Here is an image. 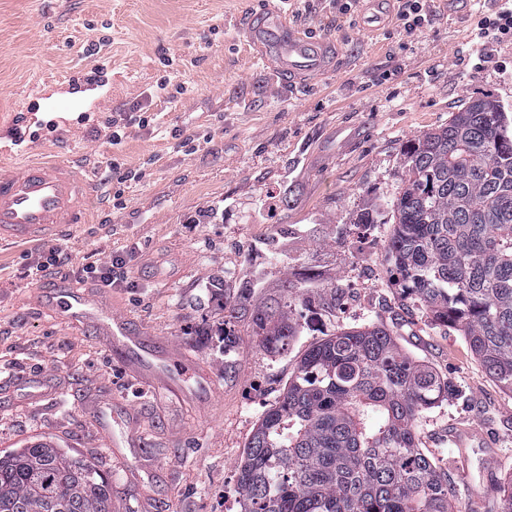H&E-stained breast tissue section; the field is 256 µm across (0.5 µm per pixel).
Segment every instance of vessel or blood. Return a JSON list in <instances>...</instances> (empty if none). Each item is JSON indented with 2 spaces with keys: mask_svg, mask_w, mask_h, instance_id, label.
<instances>
[{
  "mask_svg": "<svg viewBox=\"0 0 512 512\" xmlns=\"http://www.w3.org/2000/svg\"><path fill=\"white\" fill-rule=\"evenodd\" d=\"M250 41L262 57L290 82L313 80L333 64L330 44L292 29L279 6L266 5L249 17ZM95 181L67 159L33 161L19 170L0 172V244H31L53 239L63 228L88 221ZM37 305L57 320L93 324L123 368L146 386L175 390L179 384L177 359L171 341L135 332L129 318L113 311L109 302L90 291L68 284L39 290ZM459 448L456 463L468 468L467 448L475 433L467 427L450 431Z\"/></svg>",
  "mask_w": 512,
  "mask_h": 512,
  "instance_id": "obj_1",
  "label": "vessel or blood"
}]
</instances>
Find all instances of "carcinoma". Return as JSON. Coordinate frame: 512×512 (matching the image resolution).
Masks as SVG:
<instances>
[{
	"label": "carcinoma",
	"instance_id": "obj_1",
	"mask_svg": "<svg viewBox=\"0 0 512 512\" xmlns=\"http://www.w3.org/2000/svg\"><path fill=\"white\" fill-rule=\"evenodd\" d=\"M404 178L386 215L377 204L358 224H391L389 286L421 316L453 327L512 394V132L492 96L473 99L448 124L402 146ZM219 335L246 311L211 278ZM300 298L250 313L251 335L288 351ZM454 392L407 354L390 331L368 325L312 346L236 466L242 512H455L448 479L419 448L425 413ZM512 512V475L498 487ZM0 512H112V482L51 440L0 454Z\"/></svg>",
	"mask_w": 512,
	"mask_h": 512
}]
</instances>
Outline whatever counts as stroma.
<instances>
[{"label": "stroma", "mask_w": 512, "mask_h": 512, "mask_svg": "<svg viewBox=\"0 0 512 512\" xmlns=\"http://www.w3.org/2000/svg\"><path fill=\"white\" fill-rule=\"evenodd\" d=\"M264 0H0V166L15 152H55L86 161L96 180L90 221L58 237L68 263L27 277L41 245H0V452L51 437L112 481V512H241L235 467L264 412L306 351L340 331L375 324L410 355L452 381L456 393L419 427L422 451L448 478L452 502L471 512L478 473L463 474L442 435L460 423L498 450L495 482L512 475V396L464 336L401 309L382 261L392 227L360 225L401 183L403 143L446 125L452 112L490 95L512 116V41L482 71L475 28L502 0L449 13L434 0V24L410 37L396 13L374 31L365 4L338 16L336 0H288L303 33L332 38L333 68L293 86L254 54L239 24ZM161 133L132 125L112 144V115L145 95ZM194 141L192 152L177 137ZM137 171L113 178L109 162ZM126 257L122 282L102 289L135 326L169 337L209 373L185 396L144 390L90 326L74 327L35 304L40 286L80 284L91 261ZM315 267L311 304L287 353L259 346L249 317L224 355L219 314L202 286L222 276L227 299L251 281L248 310L287 295L286 269ZM342 297L322 303L327 284ZM46 374L57 391L24 399L13 380ZM140 417L139 463L104 447L123 430L127 406Z\"/></svg>", "instance_id": "obj_1"}]
</instances>
